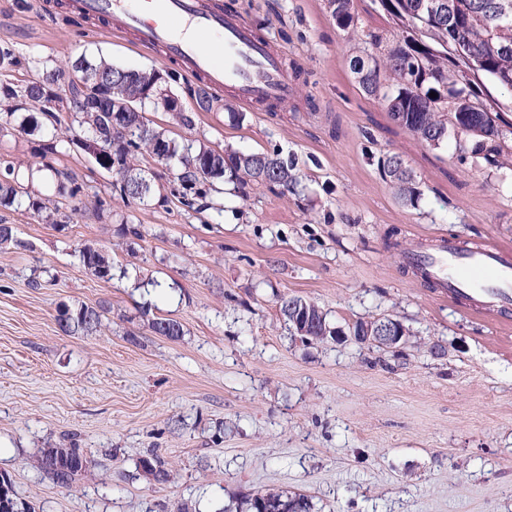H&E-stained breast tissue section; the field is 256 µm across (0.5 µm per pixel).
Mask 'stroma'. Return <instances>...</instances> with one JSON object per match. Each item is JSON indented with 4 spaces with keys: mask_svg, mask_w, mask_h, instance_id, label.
<instances>
[{
    "mask_svg": "<svg viewBox=\"0 0 512 512\" xmlns=\"http://www.w3.org/2000/svg\"><path fill=\"white\" fill-rule=\"evenodd\" d=\"M223 2L282 56L297 87L288 103L246 108L226 89L198 110L193 81L129 37L86 34L57 0H0V45L28 61L0 70V83L84 54L154 69L195 124L148 100L151 127L179 144L276 149L299 174L293 194L226 179L190 210L176 195L178 162L148 157L153 197L125 202L72 144L79 114L31 132L26 110L0 112V160L71 214L61 227L0 206L16 237L0 246V473L36 512H248L265 488L307 496L312 512H512V320L448 299L403 262L443 242L512 250V164L428 145L360 89L354 44L396 33L379 0H352V32L326 0ZM391 154L416 178L415 205L383 173ZM61 172L77 175L82 195L111 197V214L75 209L58 193ZM84 246L111 258L110 281L79 264ZM283 296L343 328L389 316L410 337L397 353L303 344L279 313ZM62 305L109 312L100 332L72 335L58 328ZM157 317L182 336L154 333ZM72 441L96 465L67 488L33 461ZM152 453L171 482L137 468Z\"/></svg>",
    "mask_w": 512,
    "mask_h": 512,
    "instance_id": "35a3bbf8",
    "label": "stroma"
}]
</instances>
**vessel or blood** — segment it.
Listing matches in <instances>:
<instances>
[{
    "instance_id": "obj_1",
    "label": "vessel or blood",
    "mask_w": 512,
    "mask_h": 512,
    "mask_svg": "<svg viewBox=\"0 0 512 512\" xmlns=\"http://www.w3.org/2000/svg\"><path fill=\"white\" fill-rule=\"evenodd\" d=\"M75 6L101 20L104 30L132 33L135 47L161 51L183 75L203 79L214 90L232 89L242 103H284L295 94L270 43L215 0H76ZM405 261L448 296L512 306L511 253L444 243L430 253L406 254Z\"/></svg>"
}]
</instances>
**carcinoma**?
Segmentation results:
<instances>
[{"label": "carcinoma", "instance_id": "cac0c4a2", "mask_svg": "<svg viewBox=\"0 0 512 512\" xmlns=\"http://www.w3.org/2000/svg\"><path fill=\"white\" fill-rule=\"evenodd\" d=\"M497 0H380V5L392 17L398 33L387 45L379 35H368L375 52L357 55L351 60V71L359 87L379 99L391 118L421 141L438 147L448 142V124L456 126L455 144L460 157L482 158L490 165L498 164L512 129L497 122L475 91V80L482 76L512 94V17L504 19L494 9ZM327 7L336 25L343 31L355 28L351 0H327ZM79 64L94 74L112 76L115 65L105 59L81 56ZM21 57L12 46L0 45V66L21 67ZM437 94L432 98L429 93ZM43 89L32 79L22 86L1 85L0 104L8 101L37 104L27 123L34 129L55 126L60 114L44 111ZM99 111L83 113L86 124L83 136L99 142L96 126ZM160 136L156 129L143 123L130 127L112 128V150L107 154L120 168L119 196L140 202L152 194V184L144 170L136 167L138 157L152 155V141ZM177 159L184 192L180 203L194 208L196 199L206 195L199 185H209L224 179L225 174L246 185L265 184L293 192L298 184L296 163L278 150L240 152L224 149L220 152L204 144L174 145L171 154L157 161ZM396 197L413 205L420 196L412 171L395 155L383 161ZM0 205L16 206L30 215L46 217L53 224H67L70 215L51 210L49 200L35 197L15 178L12 164L3 162L0 171ZM79 263L92 276L112 279V262L107 255L86 246L79 250ZM105 317L102 307L82 306L76 310L58 311L56 321L65 333L98 331ZM330 325L327 313L311 309L308 332L318 336ZM154 332L169 338L182 336L179 322L157 317L152 320ZM92 464L84 449L76 444L67 448H47L36 459V467L56 483L70 486ZM139 465L159 481L169 479L170 471L156 455L139 458ZM6 486L0 496V512H32L22 500L10 478L0 476V486ZM298 504V512H311L308 497H289L281 491L267 489L249 499V512H288V500Z\"/></svg>", "mask_w": 512, "mask_h": 512}]
</instances>
